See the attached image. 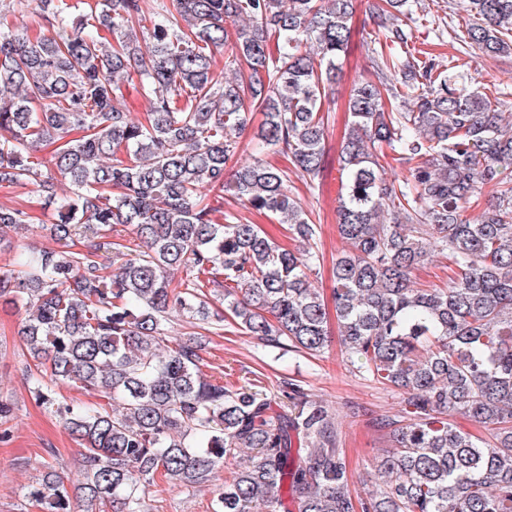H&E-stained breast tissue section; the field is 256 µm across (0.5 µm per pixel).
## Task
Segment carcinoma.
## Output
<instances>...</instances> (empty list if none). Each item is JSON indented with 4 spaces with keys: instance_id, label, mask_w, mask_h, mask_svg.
I'll list each match as a JSON object with an SVG mask.
<instances>
[{
    "instance_id": "cac0c4a2",
    "label": "carcinoma",
    "mask_w": 512,
    "mask_h": 512,
    "mask_svg": "<svg viewBox=\"0 0 512 512\" xmlns=\"http://www.w3.org/2000/svg\"><path fill=\"white\" fill-rule=\"evenodd\" d=\"M35 35L9 22L29 0H0V183L38 188L55 206L61 249L20 261L0 299L22 304L19 334L36 364L34 393L81 442V500L98 512H151L145 486L196 487L235 462L212 512H512V113L416 56L410 0H384L372 48L377 80L355 87L340 155L343 192L331 296L342 351L369 380L402 396L384 423L378 482L349 490L335 417L291 379L286 404L226 387L204 371L201 343L168 340L176 312L211 332L207 288L243 333L317 356L328 313L310 275L316 225L288 192V172L311 181L325 156V82L351 38L354 0H34ZM466 43L512 57V0H469ZM236 29L228 69L214 48ZM137 79L149 110H124ZM258 107V139L286 171L261 159L224 170ZM52 148L57 174L35 154ZM407 174L388 178L384 149ZM128 162L116 158L120 150ZM70 185L58 194L57 178ZM492 199L467 216L482 189ZM287 224L297 249L256 224H218L207 192ZM29 215L0 206V237ZM91 237L84 250L76 242ZM119 266L108 270L103 257ZM448 261V283L421 288L416 271ZM192 277L174 281L181 270ZM71 385L96 397L67 400ZM462 417L480 428L462 430ZM28 491L47 512H74L53 464Z\"/></svg>"
}]
</instances>
